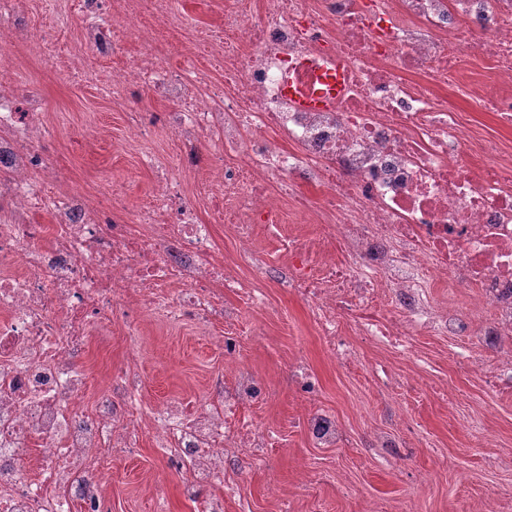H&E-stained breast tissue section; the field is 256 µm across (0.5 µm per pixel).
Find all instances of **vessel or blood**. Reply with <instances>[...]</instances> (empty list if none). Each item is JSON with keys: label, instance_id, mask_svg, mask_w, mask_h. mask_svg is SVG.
<instances>
[{"label": "vessel or blood", "instance_id": "b4317fda", "mask_svg": "<svg viewBox=\"0 0 512 512\" xmlns=\"http://www.w3.org/2000/svg\"><path fill=\"white\" fill-rule=\"evenodd\" d=\"M302 62L293 63L284 80L286 97L303 108H327L334 106L343 97L349 85L347 65L339 59H329L325 68L322 86L312 90L302 82Z\"/></svg>", "mask_w": 512, "mask_h": 512}]
</instances>
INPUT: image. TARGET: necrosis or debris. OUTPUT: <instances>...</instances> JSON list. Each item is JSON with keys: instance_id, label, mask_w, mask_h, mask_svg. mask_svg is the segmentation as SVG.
I'll return each instance as SVG.
<instances>
[{"instance_id": "1", "label": "necrosis or debris", "mask_w": 512, "mask_h": 512, "mask_svg": "<svg viewBox=\"0 0 512 512\" xmlns=\"http://www.w3.org/2000/svg\"><path fill=\"white\" fill-rule=\"evenodd\" d=\"M224 0V25L193 29L196 56L174 64L134 63L108 78L87 64L72 78L97 81L102 95L135 86L173 104L179 138H214L220 174L200 188L240 238L274 224L275 186L318 192L340 215L324 230L342 261L312 272L301 246L291 251L283 288L304 299L337 362L349 359L339 310L357 315L363 338L411 358L412 336H461L454 358L476 365L485 345L512 334V158L490 139L464 134L457 97L480 99L512 125V0ZM141 0H64L91 52L114 54L141 22ZM346 61L350 87L335 107L305 109L282 92L289 66L307 60L320 81L328 58ZM479 64L491 87L463 82ZM454 90L456 99L446 97ZM38 94L0 81V512H110L113 449L153 433L184 470L181 494L224 512L238 498L240 460L264 466L267 433L242 416L267 392L240 366L238 341L225 337V373L210 396L191 404H145L137 354L106 390L85 403L88 338L109 329L130 301V335L147 314L180 322L224 323L239 308L225 293L265 305V293L231 274L215 254L212 225L179 201L163 175L135 225L106 223L126 209L112 187L90 197L65 188V174L39 146L52 130ZM50 223H42V216ZM470 289L469 312L439 308L440 281Z\"/></svg>"}]
</instances>
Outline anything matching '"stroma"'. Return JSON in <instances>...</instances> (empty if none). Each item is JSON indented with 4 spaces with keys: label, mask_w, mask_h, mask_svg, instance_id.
Returning <instances> with one entry per match:
<instances>
[{
    "label": "stroma",
    "mask_w": 512,
    "mask_h": 512,
    "mask_svg": "<svg viewBox=\"0 0 512 512\" xmlns=\"http://www.w3.org/2000/svg\"><path fill=\"white\" fill-rule=\"evenodd\" d=\"M32 34L77 46L78 19L56 26L43 0H30ZM0 74L38 85L45 99L44 119L53 128L45 144L66 165L75 190L94 193L117 185L129 208L150 194L156 174L139 165V148L128 129L151 120L155 136L149 148L159 168L172 165L182 145L172 140L160 116L169 104L139 89L116 98L99 95L90 83L75 84L66 69L48 65L26 44L0 48ZM283 222L256 228L252 249L268 268L287 271L288 239L314 240L323 215L312 202L304 223H296L294 202L282 203ZM266 307L243 311L246 335L239 362L266 385V400L247 406L273 446L265 469L240 466L235 478L243 498L229 500L224 512H512V389L495 387L492 363L500 351L512 350V338L500 350L482 351L479 364L464 371L451 361L462 337L419 336L415 347L427 368L391 352L355 343V366L344 369L329 356L307 304L265 278ZM220 324L174 323L148 318L141 329L139 362L145 401L166 397L199 399L210 377L224 368ZM131 342L123 320L108 339L90 337L87 365L95 379L86 395L103 393L114 367L123 363ZM317 378L315 398H306L292 375L295 362ZM316 410L334 417L343 441L317 447L306 427ZM112 512H155L156 495H164L169 512H200V503L180 492L181 476L166 467V455L151 436L140 446L112 456Z\"/></svg>",
    "instance_id": "obj_1"
}]
</instances>
